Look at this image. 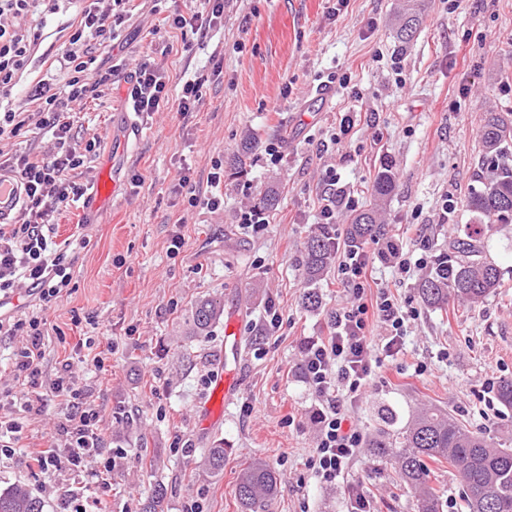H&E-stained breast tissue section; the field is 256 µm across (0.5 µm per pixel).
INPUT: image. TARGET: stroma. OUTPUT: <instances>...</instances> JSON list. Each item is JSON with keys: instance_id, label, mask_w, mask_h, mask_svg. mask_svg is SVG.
<instances>
[{"instance_id": "35a3bbf8", "label": "stroma", "mask_w": 512, "mask_h": 512, "mask_svg": "<svg viewBox=\"0 0 512 512\" xmlns=\"http://www.w3.org/2000/svg\"><path fill=\"white\" fill-rule=\"evenodd\" d=\"M402 4L224 0L223 27L202 34L168 23L193 8V0H127L117 39L95 46L99 63L124 61L125 73L104 98L76 108L75 139H101L75 170L78 182L96 180L113 134L125 126L131 106L124 76L136 64L159 67L172 89L188 79L204 83L195 112L179 116L177 100H170L143 120L142 139L115 154L116 190L92 223H83L77 204L54 217V241L73 260V290L46 312L43 380L71 363L77 386L100 409L106 447L129 452L112 470L103 512H139L158 483L167 489L164 512L193 505L200 512H240L238 476L256 458L278 475L268 512H348L352 483L374 512H416L390 458L365 451L344 482L317 480L307 458L318 399L300 369L305 343L325 334L329 313L348 299L331 272L318 288L321 307L302 303L301 249L321 222L326 167H335L340 188L363 210L381 161H392L395 191L385 233L411 246L427 241L436 255L473 221L462 202L475 185L484 113L512 112V0H424L423 22L405 45L391 30ZM79 10L78 0H60L56 13L30 19L42 37L13 93L26 111L36 109L26 95L38 81H61L59 68L46 62L61 54ZM396 62L402 87L392 71ZM331 72L350 75V89L320 86ZM341 112L357 114L358 122L335 145L330 136ZM251 133L260 146L243 176L225 177L223 211L189 206L180 178L206 190L214 162L229 166ZM270 146L278 161L267 154ZM136 175L143 180L138 187L131 183ZM271 180L280 186L278 208L265 226L243 227L242 212ZM447 198L457 207L443 224ZM177 232L184 245L176 252ZM85 237L91 243L84 248ZM487 244L503 288L472 306L422 307L407 329L405 372L384 369L354 408L364 434L374 431L378 404L390 405L402 427L416 410L436 406L512 448V409L494 393L512 379V224L496 225ZM202 298L237 311L244 339L239 391L207 429L196 409L224 367V323L198 335L193 312ZM271 304L282 326L275 335H257ZM98 354L105 359L101 369L90 365ZM419 365L427 368L420 376ZM65 408L45 391L30 393L22 437L14 452L0 455V490L27 484L45 499L46 512H72L88 484L66 470L45 476L35 463ZM219 444L224 470L215 475L200 461Z\"/></svg>"}]
</instances>
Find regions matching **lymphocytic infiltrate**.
<instances>
[{
    "label": "lymphocytic infiltrate",
    "mask_w": 512,
    "mask_h": 512,
    "mask_svg": "<svg viewBox=\"0 0 512 512\" xmlns=\"http://www.w3.org/2000/svg\"><path fill=\"white\" fill-rule=\"evenodd\" d=\"M122 3L81 0L80 26L60 57L62 85L45 82L35 90L33 98L39 103L36 125L50 133L53 141L49 154H0V165L14 173L24 195L18 223L0 225V292L27 287L33 289L36 302L35 309L23 316L1 318L0 336L25 337L14 364L27 388L48 387L53 396L69 403L51 447L37 460L44 474L65 466L82 476L85 458L102 454L105 447L98 428L99 408L76 388L70 365H62L51 384L42 381L48 328L41 310L69 292L73 263L66 251L54 246L52 217L85 195V186L74 180L73 173L96 146L92 140L83 145L75 141L69 112L86 99L102 98L118 71L114 65L99 66L92 46L114 39L113 9ZM42 4L52 12L58 8V0H0V141L19 136L25 126L8 100L39 38L27 27L26 19ZM128 100L133 111H159L169 101L165 75L150 63L138 64L130 76ZM378 261L390 264L396 280L405 282L414 268L434 264L435 259L414 255L393 239L375 242L370 248L352 246L336 258L337 279L350 300L331 312L326 335L307 344L300 365L321 399L318 434L307 465L325 485L343 479L360 456L365 436L351 409L373 386L381 368L399 366L407 325L420 315L413 298L399 297L375 282L373 265Z\"/></svg>",
    "instance_id": "lymphocytic-infiltrate-1"
}]
</instances>
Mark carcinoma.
<instances>
[{"label": "carcinoma", "mask_w": 512, "mask_h": 512, "mask_svg": "<svg viewBox=\"0 0 512 512\" xmlns=\"http://www.w3.org/2000/svg\"><path fill=\"white\" fill-rule=\"evenodd\" d=\"M409 5L395 23L396 39L410 42L420 26L418 0ZM256 141L244 139L233 167L243 171L246 159ZM480 170L478 187L471 189L464 201L475 214L476 223L464 233L448 240V275L431 273L418 285L422 302L441 307L451 300L477 303L502 286L498 266L489 260L483 246L486 230L496 223L512 221V113H484L480 135ZM390 165L379 171L372 188L373 206L354 214L347 227V240L362 246L384 235L380 214L394 190ZM280 196L274 185L258 193L257 207L271 211L279 206ZM336 260V245L329 228L321 227L308 236L303 245L301 266L304 279L311 285L303 304L311 309L322 305V297L314 285L328 272ZM221 316V306L214 299L199 301L193 322L198 334L208 329ZM379 427L368 442L377 458L392 457L403 483L416 498L417 512H444L441 496L429 485L426 461L448 463L454 469L465 512H512V448H501L483 433L472 430L453 419L442 409L423 408L410 424L395 428L394 410L382 405L377 410ZM203 466L212 473L224 470V448L208 449ZM278 478L267 462L257 459L238 477L237 498L241 512H265L273 498ZM166 488L154 486L143 504L142 512H163ZM45 501L24 483L0 492V512H45Z\"/></svg>", "instance_id": "carcinoma-1"}]
</instances>
